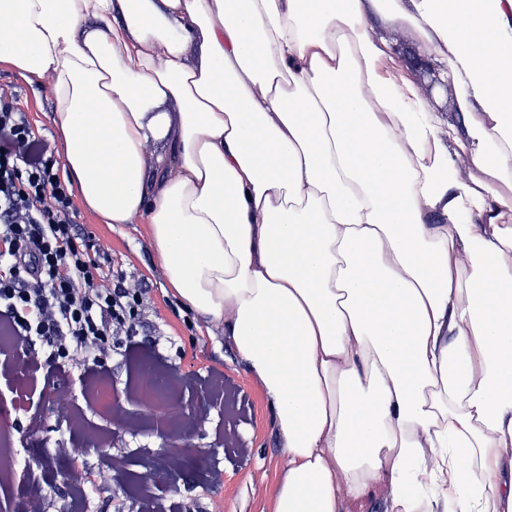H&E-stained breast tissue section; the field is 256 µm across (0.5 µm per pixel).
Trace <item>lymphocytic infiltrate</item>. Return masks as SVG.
Returning <instances> with one entry per match:
<instances>
[{
	"label": "lymphocytic infiltrate",
	"instance_id": "1",
	"mask_svg": "<svg viewBox=\"0 0 512 512\" xmlns=\"http://www.w3.org/2000/svg\"><path fill=\"white\" fill-rule=\"evenodd\" d=\"M143 303L87 244L55 157L0 92V334L84 365L82 395L91 400L110 379L103 359L134 335Z\"/></svg>",
	"mask_w": 512,
	"mask_h": 512
}]
</instances>
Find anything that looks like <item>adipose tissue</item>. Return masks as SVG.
Masks as SVG:
<instances>
[{
	"label": "adipose tissue",
	"mask_w": 512,
	"mask_h": 512,
	"mask_svg": "<svg viewBox=\"0 0 512 512\" xmlns=\"http://www.w3.org/2000/svg\"><path fill=\"white\" fill-rule=\"evenodd\" d=\"M0 64L258 377L273 512H512V0H0ZM376 27L390 42L396 65L402 70L409 72L420 85V79L412 61L413 56L421 57L422 52L419 41L414 36L398 28L385 27L379 23H376Z\"/></svg>",
	"instance_id": "adipose-tissue-1"
}]
</instances>
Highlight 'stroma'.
I'll return each mask as SVG.
<instances>
[{"instance_id":"obj_1","label":"stroma","mask_w":512,"mask_h":512,"mask_svg":"<svg viewBox=\"0 0 512 512\" xmlns=\"http://www.w3.org/2000/svg\"><path fill=\"white\" fill-rule=\"evenodd\" d=\"M0 90L16 99L55 157L63 158L64 146L51 123L53 103L46 80L25 78L1 67ZM76 222L106 252L115 272L145 290L141 325L136 335L125 341V355L104 362L113 391H124L131 364L137 360L168 383L222 373L249 407L241 418L214 411L206 423L191 426V443L199 456L193 465L164 475L160 488L175 486L179 512H272L273 489L287 467V459L274 426L272 406L256 376L223 328L206 323L168 288L146 225L105 224L81 205L76 208ZM14 355L21 361L35 355L42 363L35 392H27L22 383L9 388L7 380L0 377V405L8 409L7 415L0 417V452L8 453L15 467L14 480L0 484V507L5 512H20L23 483L32 478L47 493V512H143L136 476L160 446L149 415L131 408L136 426L116 439L111 414L98 407L85 408L87 424L110 438L109 453L125 464L123 480H98L101 454L93 448H73L69 424L56 405L63 393L80 401L82 368L47 361L46 349L40 345L15 349ZM221 428L239 435L247 449L245 456H235L218 445L216 432ZM68 447L73 450L71 461L57 460V449ZM38 459L45 461V468L35 467ZM74 468L91 483L87 497L79 503L73 498L70 481L64 478Z\"/></svg>"}]
</instances>
